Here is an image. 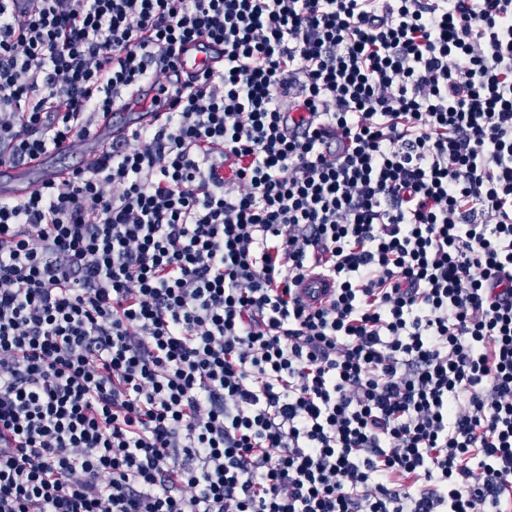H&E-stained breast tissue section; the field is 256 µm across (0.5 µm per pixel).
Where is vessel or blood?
Segmentation results:
<instances>
[{"mask_svg":"<svg viewBox=\"0 0 512 512\" xmlns=\"http://www.w3.org/2000/svg\"><path fill=\"white\" fill-rule=\"evenodd\" d=\"M168 110V105L163 104L148 113L145 112L143 104L128 102L127 106L99 118L93 130L86 136L84 148L89 155H97L103 144L126 138L139 127L141 120L164 123ZM68 154V148L62 146L24 163H0V197L19 200L37 186L59 182L70 171L65 163ZM334 288L332 278L313 272L298 285L297 296L302 305L318 307L328 303Z\"/></svg>","mask_w":512,"mask_h":512,"instance_id":"vessel-or-blood-1","label":"vessel or blood"}]
</instances>
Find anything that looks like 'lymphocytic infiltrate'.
Wrapping results in <instances>:
<instances>
[{"instance_id":"1","label":"lymphocytic infiltrate","mask_w":512,"mask_h":512,"mask_svg":"<svg viewBox=\"0 0 512 512\" xmlns=\"http://www.w3.org/2000/svg\"><path fill=\"white\" fill-rule=\"evenodd\" d=\"M160 74L0 198V512H512V0H0V159ZM149 102L150 98L145 103L130 101L127 106L115 109L106 116H101L93 130L86 136L83 144L79 141L71 147V156L68 163L80 165L88 160L83 156V145L90 156H96L103 144L126 138L131 131L140 127V118L143 114L147 113L142 111ZM169 111L167 103H161L160 107L154 105L153 112H148L141 120L162 124L165 122L167 112ZM68 155V145L64 144L25 163L2 162L0 197L19 200L42 183H58L72 168L65 164ZM296 288L300 303L305 307L312 308L327 304L333 295L336 284L332 278L319 272H313L307 275Z\"/></svg>"}]
</instances>
